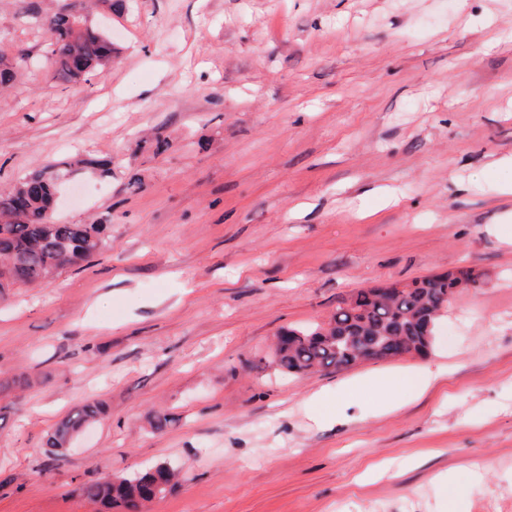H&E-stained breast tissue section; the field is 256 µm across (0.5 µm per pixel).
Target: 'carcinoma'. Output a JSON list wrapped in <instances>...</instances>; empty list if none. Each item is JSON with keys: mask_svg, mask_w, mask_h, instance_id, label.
<instances>
[{"mask_svg": "<svg viewBox=\"0 0 512 512\" xmlns=\"http://www.w3.org/2000/svg\"><path fill=\"white\" fill-rule=\"evenodd\" d=\"M55 58L54 78L62 83H89L112 63V39L80 14L63 10L46 22ZM112 161L76 156L50 165L76 167L101 176ZM38 170L8 191L0 192V296L16 286L38 285L60 271L88 261L108 244L104 224H66L54 220L56 184L43 183ZM479 286L480 275L459 270L427 277L397 287L379 286L359 291L336 308L327 326L290 329L274 351L276 366L290 374L311 370L346 369L359 358L387 359L389 344L398 340L409 355L421 354L431 345L433 332L426 320L436 321L455 293ZM103 414L99 402H86L70 412L47 437L51 456L83 428ZM176 478L174 470L159 465L133 478H107L82 485L91 502L118 505L126 512H143L146 504L163 494Z\"/></svg>", "mask_w": 512, "mask_h": 512, "instance_id": "obj_1", "label": "carcinoma"}]
</instances>
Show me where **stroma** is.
<instances>
[{"instance_id":"obj_1","label":"stroma","mask_w":512,"mask_h":512,"mask_svg":"<svg viewBox=\"0 0 512 512\" xmlns=\"http://www.w3.org/2000/svg\"><path fill=\"white\" fill-rule=\"evenodd\" d=\"M0 0V191L69 155L56 220L111 247L0 300V512H105L82 483L163 463L149 512H441L437 476L478 470L460 512H512V0H125L118 52L54 80L44 18ZM167 142L157 152V142ZM467 268L426 354L295 376L283 331L352 295ZM429 368L431 391L343 424L309 395ZM106 414L64 455L47 433ZM169 418L155 429V415ZM103 414V406L99 402H86L70 412L47 437L45 445L51 456H60V449L65 448L69 440L83 428L97 421Z\"/></svg>"}]
</instances>
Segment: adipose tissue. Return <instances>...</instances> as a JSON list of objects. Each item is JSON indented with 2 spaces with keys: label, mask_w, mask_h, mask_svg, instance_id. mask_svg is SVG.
<instances>
[{
  "label": "adipose tissue",
  "mask_w": 512,
  "mask_h": 512,
  "mask_svg": "<svg viewBox=\"0 0 512 512\" xmlns=\"http://www.w3.org/2000/svg\"><path fill=\"white\" fill-rule=\"evenodd\" d=\"M434 380V373L427 369L368 374L342 388L317 391L309 396L308 403L319 422L336 423L346 419V410L355 389L375 391L376 407L379 413L385 414L395 406L427 392Z\"/></svg>",
  "instance_id": "adipose-tissue-1"
}]
</instances>
